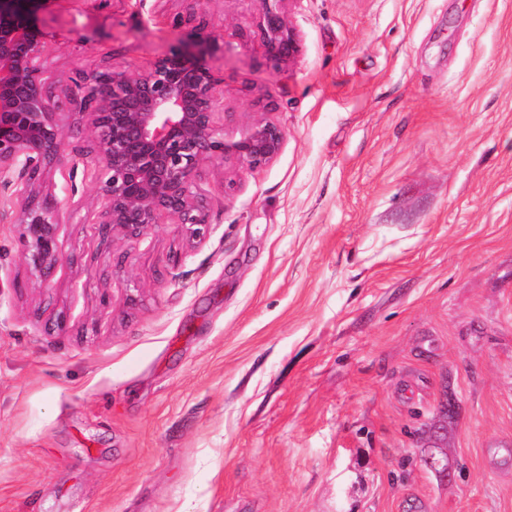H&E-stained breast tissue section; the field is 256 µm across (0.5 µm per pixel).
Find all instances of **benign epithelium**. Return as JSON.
<instances>
[{"mask_svg": "<svg viewBox=\"0 0 512 512\" xmlns=\"http://www.w3.org/2000/svg\"><path fill=\"white\" fill-rule=\"evenodd\" d=\"M57 0H0V179L14 177L29 194L42 172L61 162L65 138L59 100L45 86L44 42L37 14ZM260 0L256 28L274 69L297 51L284 3ZM202 28L170 52L136 70L114 68L83 87L84 127L101 175L99 224L138 241L162 216L191 226L208 224V197L200 174L209 162L235 160L254 169L280 151L283 130L256 121L237 140L216 124L224 78L206 64ZM22 226L26 263L44 278L59 264L60 223L25 202Z\"/></svg>", "mask_w": 512, "mask_h": 512, "instance_id": "benign-epithelium-1", "label": "benign epithelium"}]
</instances>
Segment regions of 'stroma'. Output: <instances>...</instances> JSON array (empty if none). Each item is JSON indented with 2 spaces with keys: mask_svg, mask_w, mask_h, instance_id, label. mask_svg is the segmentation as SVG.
Returning <instances> with one entry per match:
<instances>
[{
  "mask_svg": "<svg viewBox=\"0 0 512 512\" xmlns=\"http://www.w3.org/2000/svg\"><path fill=\"white\" fill-rule=\"evenodd\" d=\"M258 9L39 15L63 260L27 266L0 184V512H512V0H290L277 70ZM199 20L225 137L268 120L281 149L204 166L202 238L105 232L75 88Z\"/></svg>",
  "mask_w": 512,
  "mask_h": 512,
  "instance_id": "stroma-1",
  "label": "stroma"
}]
</instances>
